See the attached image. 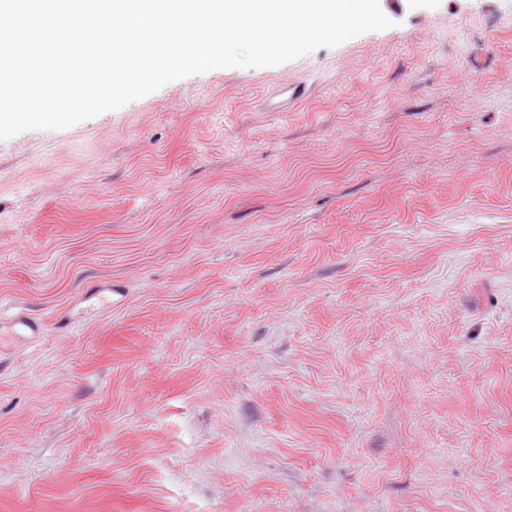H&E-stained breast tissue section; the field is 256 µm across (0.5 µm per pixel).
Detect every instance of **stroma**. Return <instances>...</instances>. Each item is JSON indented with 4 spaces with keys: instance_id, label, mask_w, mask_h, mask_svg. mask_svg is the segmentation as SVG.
<instances>
[{
    "instance_id": "obj_1",
    "label": "stroma",
    "mask_w": 512,
    "mask_h": 512,
    "mask_svg": "<svg viewBox=\"0 0 512 512\" xmlns=\"http://www.w3.org/2000/svg\"><path fill=\"white\" fill-rule=\"evenodd\" d=\"M380 6L0 141V512H512V0ZM307 94L306 86L288 81L280 82L266 98V107L272 112L288 111V105ZM10 330L9 336L17 345L32 343L43 335V324L33 317L25 308L10 302L0 301V328Z\"/></svg>"
}]
</instances>
